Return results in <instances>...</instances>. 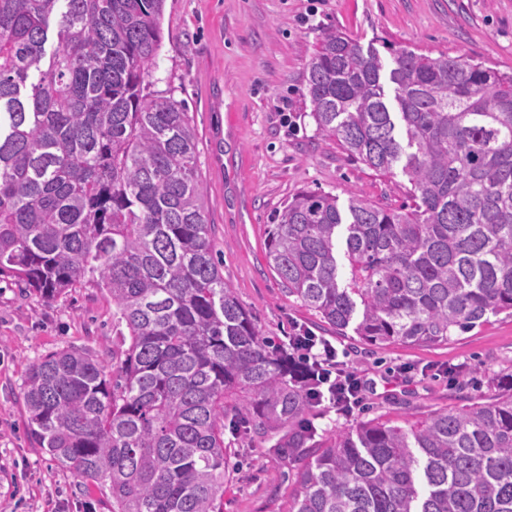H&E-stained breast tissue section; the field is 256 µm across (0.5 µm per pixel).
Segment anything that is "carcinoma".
<instances>
[{
	"label": "carcinoma",
	"instance_id": "carcinoma-1",
	"mask_svg": "<svg viewBox=\"0 0 512 512\" xmlns=\"http://www.w3.org/2000/svg\"><path fill=\"white\" fill-rule=\"evenodd\" d=\"M165 0H0V274L51 300L88 276L125 325L118 374L77 350L33 364L40 448L112 512H224V417L301 461L288 512H512V388L408 427L316 439V382L224 283L185 105L148 90ZM379 53L325 32L310 115L347 157L407 177L406 204L297 193L267 225L288 296L369 344L434 346L512 316V74L468 54ZM393 87L391 111L386 86ZM345 230L349 277L336 236Z\"/></svg>",
	"mask_w": 512,
	"mask_h": 512
}]
</instances>
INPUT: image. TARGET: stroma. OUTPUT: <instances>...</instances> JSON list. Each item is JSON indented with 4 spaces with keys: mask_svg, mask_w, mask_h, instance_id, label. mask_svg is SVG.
Returning a JSON list of instances; mask_svg holds the SVG:
<instances>
[{
    "mask_svg": "<svg viewBox=\"0 0 512 512\" xmlns=\"http://www.w3.org/2000/svg\"><path fill=\"white\" fill-rule=\"evenodd\" d=\"M162 28L151 88L171 91L192 118L225 282L263 335L308 327L344 348L370 386L352 416L315 409L318 436L370 420L401 426L496 398L512 378V317L489 316L442 345H368L288 297L265 238L273 216L304 189L378 205L404 197L402 171L377 175L316 130L304 85L326 30L373 46L387 66L391 48L408 46L430 57L465 53L512 74V0H166ZM119 342L112 299L95 282L47 300L0 276V512H111L108 492L39 448L23 389L30 367L50 353L78 349L108 362ZM224 426L235 462L224 512H287L300 490L297 465L267 454L269 438L234 427L232 417Z\"/></svg>",
    "mask_w": 512,
    "mask_h": 512,
    "instance_id": "obj_1",
    "label": "stroma"
}]
</instances>
